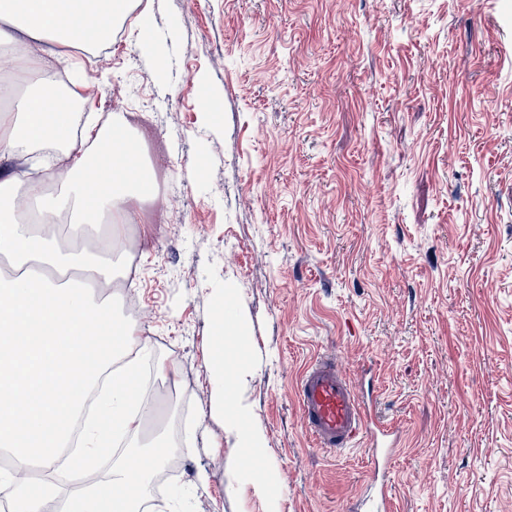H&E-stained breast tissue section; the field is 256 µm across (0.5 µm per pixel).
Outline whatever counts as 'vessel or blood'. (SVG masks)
<instances>
[{
	"instance_id": "1",
	"label": "vessel or blood",
	"mask_w": 512,
	"mask_h": 512,
	"mask_svg": "<svg viewBox=\"0 0 512 512\" xmlns=\"http://www.w3.org/2000/svg\"><path fill=\"white\" fill-rule=\"evenodd\" d=\"M302 426L317 448L340 454L362 446L374 479L366 512H393L386 474L390 461L403 444V430L373 414L361 402L349 376L331 359L310 363L297 385Z\"/></svg>"
}]
</instances>
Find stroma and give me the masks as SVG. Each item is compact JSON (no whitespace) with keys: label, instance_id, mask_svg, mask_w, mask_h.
<instances>
[{"label":"stroma","instance_id":"obj_1","mask_svg":"<svg viewBox=\"0 0 512 512\" xmlns=\"http://www.w3.org/2000/svg\"><path fill=\"white\" fill-rule=\"evenodd\" d=\"M74 54L88 111L125 113L160 202L123 229L97 301L132 322L180 451L144 512H266L212 416L207 336L231 292L239 396L281 512H348L368 470L304 431L332 357L401 423L397 512H512V0H132ZM207 483H200L199 474Z\"/></svg>","mask_w":512,"mask_h":512}]
</instances>
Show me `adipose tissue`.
I'll return each instance as SVG.
<instances>
[{"mask_svg":"<svg viewBox=\"0 0 512 512\" xmlns=\"http://www.w3.org/2000/svg\"><path fill=\"white\" fill-rule=\"evenodd\" d=\"M128 13L129 0H0V43L22 34L58 45L38 59L24 91L0 82V162L25 148L72 140L70 102L54 88L59 50L87 49ZM82 141L84 150L66 155V189L32 193L30 211L38 223L17 213V172L0 169V258L16 271L0 275V448L12 458L11 472L0 471V496L11 512H107V499L108 512H140L144 484L172 453L157 443L113 466L110 482L92 476L100 450L139 431L152 416L137 401L136 365L117 364L131 353L146 354L148 342L134 326L115 322L111 311L94 304L90 292L104 286L113 241L133 220L128 200L155 197L156 188L122 113H113L108 127L86 126ZM62 217L74 224H106L110 232L96 249L76 251L55 231ZM244 338L238 306L218 295L206 340L210 410L223 417L248 484L262 494L274 476L256 462L263 435L237 396V351ZM93 389L95 413L85 419L82 449L70 461L77 489L63 498L45 482L24 490L15 486L14 472L52 469L68 443L67 422L79 416Z\"/></svg>","mask_w":512,"mask_h":512,"instance_id":"1","label":"adipose tissue"}]
</instances>
